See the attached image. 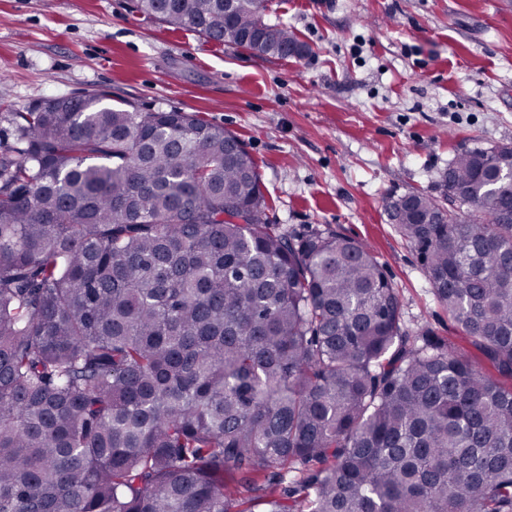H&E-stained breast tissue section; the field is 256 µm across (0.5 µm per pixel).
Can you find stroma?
Here are the masks:
<instances>
[{"label": "stroma", "mask_w": 512, "mask_h": 512, "mask_svg": "<svg viewBox=\"0 0 512 512\" xmlns=\"http://www.w3.org/2000/svg\"><path fill=\"white\" fill-rule=\"evenodd\" d=\"M134 0H0V113L103 90L196 112L256 161L269 223L368 243L409 335L488 363L437 302L387 203L441 195L465 146L512 143V0H273L308 47L285 61L171 29Z\"/></svg>", "instance_id": "1"}]
</instances>
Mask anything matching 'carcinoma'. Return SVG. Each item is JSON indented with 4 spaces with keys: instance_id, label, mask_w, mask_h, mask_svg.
<instances>
[{
    "instance_id": "1",
    "label": "carcinoma",
    "mask_w": 512,
    "mask_h": 512,
    "mask_svg": "<svg viewBox=\"0 0 512 512\" xmlns=\"http://www.w3.org/2000/svg\"><path fill=\"white\" fill-rule=\"evenodd\" d=\"M277 60L269 0H135ZM0 512H512V145L458 199L389 204L497 373L403 330L371 248L268 222L255 160L190 112L90 91L3 112Z\"/></svg>"
}]
</instances>
